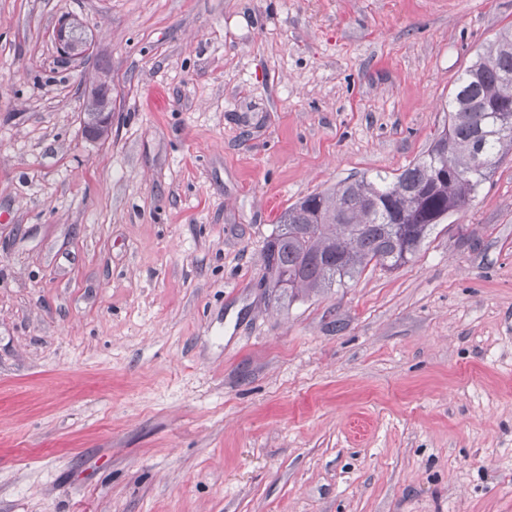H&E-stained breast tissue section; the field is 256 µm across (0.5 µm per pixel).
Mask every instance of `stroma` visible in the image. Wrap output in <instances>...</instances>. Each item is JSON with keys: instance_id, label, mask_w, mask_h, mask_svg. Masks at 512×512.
Here are the masks:
<instances>
[{"instance_id": "obj_1", "label": "stroma", "mask_w": 512, "mask_h": 512, "mask_svg": "<svg viewBox=\"0 0 512 512\" xmlns=\"http://www.w3.org/2000/svg\"><path fill=\"white\" fill-rule=\"evenodd\" d=\"M506 28L512 0H0V512H512V150L395 269L287 299L262 261L290 204L426 151ZM72 26V18L68 15L62 16L55 26L52 36L59 56L67 61H80L82 56L91 51L90 46L76 44L70 37V28ZM93 93H97L100 89L99 85L90 87ZM95 94H87L83 100L82 111L83 112V127L86 134L90 131L94 136L93 138H102L108 133V130H104L97 125V116L99 112L104 109H112V100H104L98 98Z\"/></svg>"}]
</instances>
